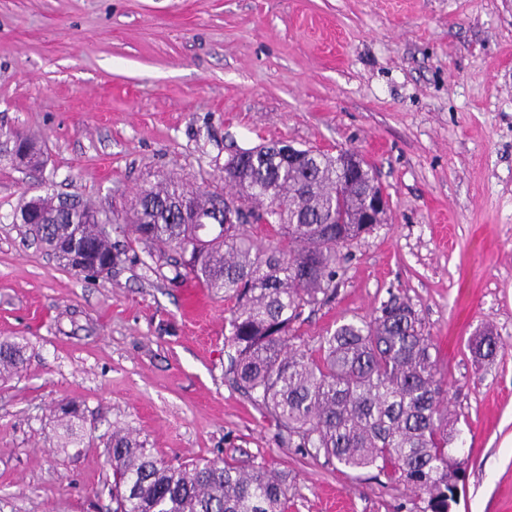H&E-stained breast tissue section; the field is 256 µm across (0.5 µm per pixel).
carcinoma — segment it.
<instances>
[{"label": "carcinoma", "mask_w": 512, "mask_h": 512, "mask_svg": "<svg viewBox=\"0 0 512 512\" xmlns=\"http://www.w3.org/2000/svg\"><path fill=\"white\" fill-rule=\"evenodd\" d=\"M13 150L40 155L24 133ZM276 142L240 151L225 164L230 196L243 222L216 214L224 190H200L177 176L141 187L119 216L80 197L52 195L27 201L15 219L33 240L77 276L121 261L112 243L120 229L151 250L173 251L174 279L193 276L235 301L225 343L233 349L232 383L275 423L288 444L324 455L349 470L375 469L425 496L423 512H448L452 480L464 461L454 457L456 433L441 408L434 346L404 301L381 303L370 320L343 323L319 337L311 353L291 343L305 309L328 302L341 269V250L370 232L360 223L370 197L381 190L372 167L346 175L344 149L307 148L288 163ZM265 226L275 244L257 241ZM26 345L0 340V379L23 369ZM61 448L83 443V419L73 404L60 410ZM109 494L113 512H285L287 475L266 464H181L158 459L128 431L112 430Z\"/></svg>", "instance_id": "cac0c4a2"}]
</instances>
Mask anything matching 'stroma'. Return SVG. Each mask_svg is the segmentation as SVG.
Instances as JSON below:
<instances>
[{"label":"stroma","mask_w":512,"mask_h":512,"mask_svg":"<svg viewBox=\"0 0 512 512\" xmlns=\"http://www.w3.org/2000/svg\"><path fill=\"white\" fill-rule=\"evenodd\" d=\"M10 130L42 169L12 163ZM276 141L357 150L389 199L294 345L408 301L469 459L455 512H512V0H0V339L28 357L0 381V512H112L116 427L176 464L285 470L288 512H422L376 470L289 446L227 373L230 302L188 313L200 282L169 255L132 242L87 281L14 219L48 192L120 213L159 172L220 187L230 154ZM62 408L58 416L59 425L62 429L61 448H80L83 443V419L79 408L73 404H60Z\"/></svg>","instance_id":"1"}]
</instances>
